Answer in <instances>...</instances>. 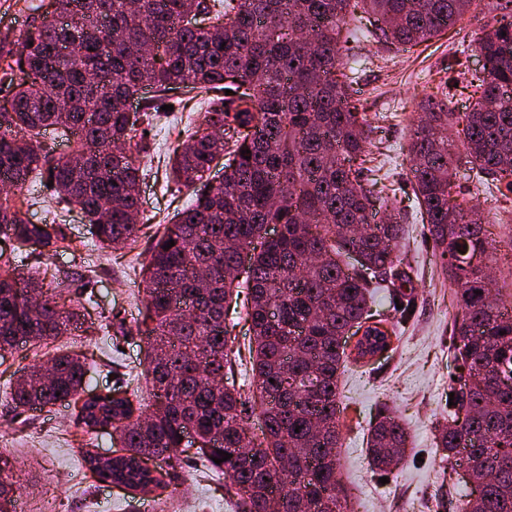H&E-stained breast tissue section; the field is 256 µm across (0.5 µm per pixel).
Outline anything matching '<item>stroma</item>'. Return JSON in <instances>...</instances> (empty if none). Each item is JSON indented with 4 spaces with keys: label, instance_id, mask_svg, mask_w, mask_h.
<instances>
[{
    "label": "stroma",
    "instance_id": "35a3bbf8",
    "mask_svg": "<svg viewBox=\"0 0 512 512\" xmlns=\"http://www.w3.org/2000/svg\"><path fill=\"white\" fill-rule=\"evenodd\" d=\"M501 16V11L484 4L428 45L379 50L353 93L374 119L373 141L381 175L396 193L394 205L409 212L403 253L411 279L406 291L411 313L399 340L378 360L348 363L340 382L345 424L338 453L347 502L358 512H457L459 476L448 468L434 444L435 430L446 416L448 374L457 342L454 287L438 278L432 243L411 213L414 202L407 144L416 129V104L430 92L434 81H448L449 100L457 111H464L470 90L461 69L482 70L478 39ZM167 102L168 109L157 113L155 128L162 149L175 144V131L189 121L194 109L193 102L177 93L170 94ZM455 181L464 190L465 203L476 205L490 224L496 248L488 266L497 288L510 294L512 203L502 204L486 190L472 192L465 169L457 170ZM135 263L134 254L89 242L77 253L34 255L28 273L56 269L67 276V288L77 295L93 291L95 302L85 309L87 323H103L119 309L129 334L116 344L108 339L91 341L79 331L60 338L51 348L22 345L6 356L11 371L47 360L61 349L84 355L90 363L87 390L113 389L124 385L126 378H140L144 343L136 318L143 286L133 271ZM9 380V373H0V452L20 466L25 512H231L223 486L204 479L201 462L189 451L180 455L177 477L158 505H151L149 497L134 498L115 486H96L83 466L81 445L86 442L94 451L110 454L119 449L118 440L108 435L86 440L73 425L72 407L65 404L36 410L14 408L4 395ZM385 406L403 420L410 446L402 464L383 484L369 466L367 439L378 411Z\"/></svg>",
    "mask_w": 512,
    "mask_h": 512
}]
</instances>
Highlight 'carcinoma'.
Instances as JSON below:
<instances>
[{
    "label": "carcinoma",
    "instance_id": "obj_1",
    "mask_svg": "<svg viewBox=\"0 0 512 512\" xmlns=\"http://www.w3.org/2000/svg\"><path fill=\"white\" fill-rule=\"evenodd\" d=\"M51 2V12L45 0L32 6L41 21L17 48L0 47L11 94V108H0V359L19 336L46 346L83 325L84 304L66 301L56 273L19 272L30 241L51 252L66 241L61 225L26 219L51 182L56 208H79L99 247L152 239L137 320L150 398L137 388L86 390L85 360L66 353L47 360L48 376L38 365L21 371L11 404L67 401L82 431L115 434L120 454L105 464L83 451L99 483L163 494L170 472L143 460L176 457L191 426L195 454L224 477L234 512H345L338 382L349 359L364 358L348 350L347 334L371 322L377 289L399 298L390 284L405 228L369 166L375 126L352 100L364 59H342L339 42L350 52L417 46L480 0H358L360 13L353 0ZM478 47L485 63L469 81L470 106L456 112L445 94L430 95L407 153L437 268L456 287L460 363L435 447L483 485L460 512H512V312L492 297L487 224L452 197L464 165L475 187L512 199V21L487 30ZM174 91L206 107L167 156L165 188L191 190L190 202L154 231L138 222L141 161L151 158L138 123H152L154 101ZM141 97L131 121L126 104ZM49 131L74 139L71 151H48ZM377 209L386 218L374 223ZM270 224L281 229L276 240L266 237ZM343 256L357 267L344 268ZM235 295L250 322L245 352L226 325ZM239 366L256 379L253 397L228 382ZM255 401L259 436L247 425ZM368 445L379 472L403 460L408 434L395 411L378 413ZM219 448L248 452L217 464ZM19 498L15 464L0 456V512H17Z\"/></svg>",
    "mask_w": 512,
    "mask_h": 512
}]
</instances>
